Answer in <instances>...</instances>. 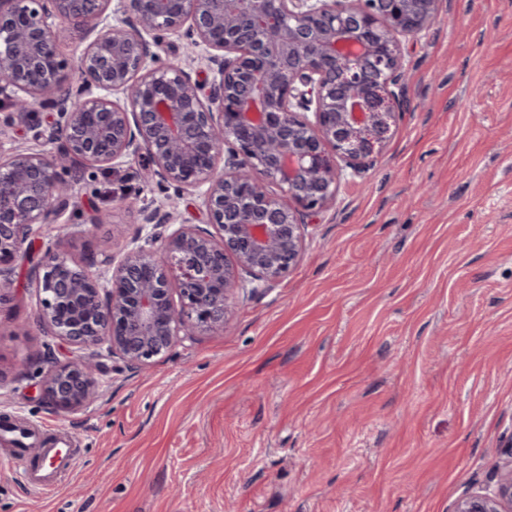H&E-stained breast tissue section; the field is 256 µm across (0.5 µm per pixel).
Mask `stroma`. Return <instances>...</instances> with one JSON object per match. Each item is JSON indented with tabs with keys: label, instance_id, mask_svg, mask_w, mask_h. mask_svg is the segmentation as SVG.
<instances>
[{
	"label": "stroma",
	"instance_id": "obj_1",
	"mask_svg": "<svg viewBox=\"0 0 512 512\" xmlns=\"http://www.w3.org/2000/svg\"><path fill=\"white\" fill-rule=\"evenodd\" d=\"M405 62L402 122L298 264L148 368L102 356L88 408L41 397L40 369L82 351L39 330L17 269L0 290V417L77 452L38 493L0 444V512H452L494 486L512 439V0H444ZM139 170L86 171L62 216L82 227L71 261L160 233L143 206L185 213Z\"/></svg>",
	"mask_w": 512,
	"mask_h": 512
}]
</instances>
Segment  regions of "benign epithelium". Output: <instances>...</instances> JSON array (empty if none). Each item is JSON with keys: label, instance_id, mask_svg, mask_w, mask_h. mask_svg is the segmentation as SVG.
I'll list each match as a JSON object with an SVG mask.
<instances>
[{"label": "benign epithelium", "instance_id": "7a95c632", "mask_svg": "<svg viewBox=\"0 0 512 512\" xmlns=\"http://www.w3.org/2000/svg\"><path fill=\"white\" fill-rule=\"evenodd\" d=\"M114 1L120 25L107 22ZM441 2L0 0L4 124L56 145L0 137V288L28 262L37 327L129 367L196 329L224 328L234 292L287 274L308 221L386 149L407 89L404 42L428 33ZM63 28L86 42L76 83L59 52ZM172 34L183 57L161 62L155 48ZM200 50L210 82L188 69ZM139 155L141 180L196 193L203 208L176 219L143 207L141 223L178 227L133 238L100 273L68 261V224L35 259L32 226L78 207L73 164L108 172ZM100 373L93 357L56 363L41 372V395L79 411L97 398ZM453 512H512V444L495 487L464 492Z\"/></svg>", "mask_w": 512, "mask_h": 512}]
</instances>
